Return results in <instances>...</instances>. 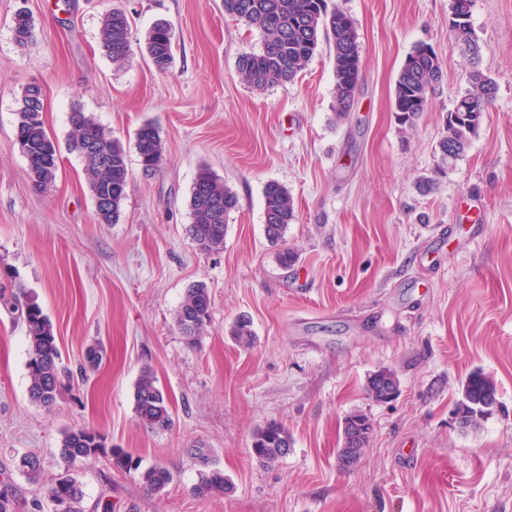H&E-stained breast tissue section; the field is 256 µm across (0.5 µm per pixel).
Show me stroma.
<instances>
[{
  "label": "stroma",
  "mask_w": 512,
  "mask_h": 512,
  "mask_svg": "<svg viewBox=\"0 0 512 512\" xmlns=\"http://www.w3.org/2000/svg\"><path fill=\"white\" fill-rule=\"evenodd\" d=\"M327 3L357 34L360 91L345 120L325 42L294 81L253 90L237 62L262 39L225 14L224 0H0V491L14 512H51L62 434L82 427L174 476L153 495L107 459L75 464L82 512H512V0H473L497 93L479 136L450 165L437 143L469 68L449 35L451 0ZM112 7L131 22L121 65L102 50L101 15ZM22 10L34 24L23 47L12 31ZM160 21L174 33L164 73L142 51ZM423 44L444 81L409 128L392 110L393 90ZM33 82L60 151L42 190L15 141ZM75 109L126 150L134 185L117 223H98L83 162L67 149ZM147 122L165 146L148 175L136 149ZM204 167L239 198L223 249L210 253L189 235ZM423 178L435 180L432 193L419 192ZM270 181L288 189L296 212L279 246L265 234ZM283 246L297 254L288 269L276 260ZM201 283L211 317L191 345L176 314ZM25 298L51 319L74 374L49 410L28 398L26 327L7 307ZM243 314L256 336L248 350L229 335ZM97 346L100 367L81 377ZM146 366L170 397L169 430L137 422L134 385ZM382 368L400 380L388 403L365 392ZM475 370L493 378L500 407L464 432L450 412ZM353 412L373 432L344 470L337 450ZM270 420L288 428L293 447L263 466L251 437ZM27 453L43 461L39 482L20 466ZM216 468L232 492L196 495L201 474Z\"/></svg>",
  "instance_id": "obj_1"
}]
</instances>
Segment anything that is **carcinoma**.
Returning a JSON list of instances; mask_svg holds the SVG:
<instances>
[{"instance_id":"cac0c4a2","label":"carcinoma","mask_w":512,"mask_h":512,"mask_svg":"<svg viewBox=\"0 0 512 512\" xmlns=\"http://www.w3.org/2000/svg\"><path fill=\"white\" fill-rule=\"evenodd\" d=\"M224 13L257 30L263 38L262 50L241 57L239 72L257 90L293 81L305 69L325 38L332 50L335 73L336 115L346 119L352 111L359 91V55L357 36L351 18L338 6L328 9L326 0H224ZM31 17L23 12L14 19L13 35L20 45L33 38ZM131 28L122 9L113 8L102 16V45L106 57L114 64H123L131 52ZM454 43L469 61L468 92L456 99L444 120V135L438 142L441 160L452 163L468 148L480 131L484 112L496 93V81L480 67V44L471 24V13L458 15L450 30ZM173 31L168 24L157 23L147 33L144 50L154 67L166 72L173 60ZM443 70L437 56H428L416 48L406 58L394 88L393 108L399 121L412 126L426 111L431 96L439 87ZM41 90L37 84L27 85L16 112V143L27 162L33 185L40 189L51 183L59 168L60 156L48 135L42 119ZM70 147L84 163L95 213L100 224H115L120 207L132 188V173L126 151L119 140L93 117L81 110L70 112ZM137 151L144 172L154 171L164 156L159 130L146 123L137 132ZM265 232L273 243L282 241L288 224L296 219L292 197L281 184L270 181L264 189ZM238 208V198L219 179L205 169L194 182L189 226L191 239L198 250L213 252L224 247L227 218ZM211 298L207 288L197 284L176 314V323L187 341L195 342L210 318ZM27 330L28 396L44 408L55 405L63 379L71 372L62 365L53 326L42 308L33 301L15 303ZM231 336L242 348L253 345L252 322L239 317ZM399 379L387 368L369 376L366 394L377 402H388V395L399 393ZM138 423L151 431H165L173 424L170 398L157 384L152 369L144 367L134 390ZM498 407L497 389L493 379L482 371H474L465 379L461 399L455 412L462 416L464 427L476 429ZM362 415L345 417L343 443L359 440L368 445L372 426L362 427ZM293 447L288 428L276 421L258 427L252 435V455L263 465H271L286 457ZM108 459L121 470L139 468L132 456L122 448L107 446L105 439L91 428H77L63 433L60 458L68 470L49 489L48 499L56 506L70 501L68 512H78L83 489L70 467L76 463ZM21 466L28 479L37 482L42 475V462L36 455L22 458ZM145 489L160 494L173 482V474L164 466L154 465L140 473ZM199 496L219 497L230 490L224 472L213 470L201 476L194 487Z\"/></svg>"}]
</instances>
